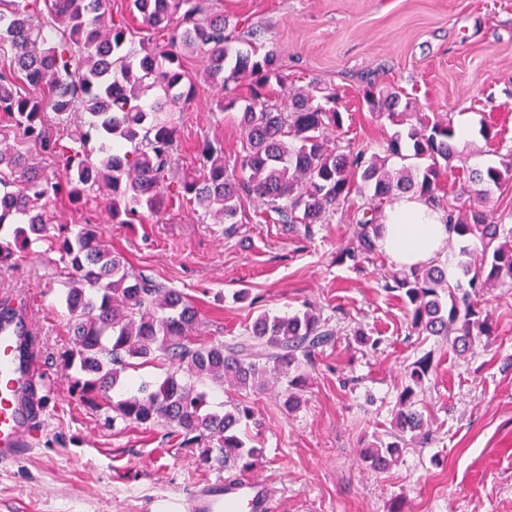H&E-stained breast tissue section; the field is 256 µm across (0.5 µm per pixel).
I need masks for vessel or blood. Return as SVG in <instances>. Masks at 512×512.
I'll list each match as a JSON object with an SVG mask.
<instances>
[{
  "label": "vessel or blood",
  "mask_w": 512,
  "mask_h": 512,
  "mask_svg": "<svg viewBox=\"0 0 512 512\" xmlns=\"http://www.w3.org/2000/svg\"><path fill=\"white\" fill-rule=\"evenodd\" d=\"M0 467L27 456L45 427L36 391L50 379L36 347L33 315L26 299L0 294ZM273 486L261 479L227 476L193 485L183 496L161 502L162 512H273Z\"/></svg>",
  "instance_id": "1"
}]
</instances>
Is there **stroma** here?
I'll return each instance as SVG.
<instances>
[{
	"label": "stroma",
	"instance_id": "obj_1",
	"mask_svg": "<svg viewBox=\"0 0 512 512\" xmlns=\"http://www.w3.org/2000/svg\"><path fill=\"white\" fill-rule=\"evenodd\" d=\"M206 8L246 19L237 36L254 33L277 54L285 84L273 96L321 88L336 93L342 129L333 145L382 152L388 139L419 121L468 119L458 150L470 168L512 161V0H205ZM401 92L409 116L399 123L370 112L368 84ZM222 91L199 85L180 104L177 176L197 170L202 140L233 165L244 138L235 112H222ZM499 135L482 137V123ZM327 223L223 225L199 219L192 203L170 206L141 223H113L99 199L74 209L57 203L61 223L92 225L138 273L192 299L201 313L194 340L243 335L260 313L311 308L334 331L313 364L302 404L286 413L284 382L261 390H216L214 400L248 402L260 422L265 456L251 470L270 480L281 512H512V288H491L477 303L492 333L466 354L414 333L403 304L381 284L392 268L386 255L353 266L339 253L355 242L353 210ZM60 254L49 238L31 240L15 268L0 272V292L30 296L38 355L52 381L40 445L15 466L0 469V512H154V501L223 476L197 452L173 445L165 426L134 427L71 394L60 354L71 346L70 316L61 302ZM248 289L256 304L239 300ZM377 339L357 343L358 332ZM431 354L434 371L418 396L432 437L405 450L382 473L365 468L360 451L387 438L408 366Z\"/></svg>",
	"mask_w": 512,
	"mask_h": 512
}]
</instances>
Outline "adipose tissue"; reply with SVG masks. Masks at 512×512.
<instances>
[{
    "mask_svg": "<svg viewBox=\"0 0 512 512\" xmlns=\"http://www.w3.org/2000/svg\"><path fill=\"white\" fill-rule=\"evenodd\" d=\"M449 237L440 212L425 198L409 194L387 206L379 245L396 267L410 268L437 258Z\"/></svg>",
    "mask_w": 512,
    "mask_h": 512,
    "instance_id": "1",
    "label": "adipose tissue"
}]
</instances>
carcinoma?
Returning <instances> with one entry per match:
<instances>
[{"label":"carcinoma","instance_id":"1","mask_svg":"<svg viewBox=\"0 0 512 512\" xmlns=\"http://www.w3.org/2000/svg\"><path fill=\"white\" fill-rule=\"evenodd\" d=\"M109 5L110 0H0V56L14 64L12 71L0 72V111L10 122L0 127V269L15 265L17 250L30 238L47 235L55 222L49 205L58 200L77 208L103 196L110 201L112 222L133 224L142 210L158 214L182 197L202 217L214 216L232 237L253 213L267 224H301L310 232L353 192L365 189L356 244L342 252L356 265L377 253L385 206L415 191L442 211L464 260L453 277L437 260L396 269L382 288L402 300L413 331L446 339L460 354L489 335L488 318L474 298L488 288H512V229L484 210L483 200L512 179V165L484 171L453 166L455 130L444 120L410 127L408 143L397 135L381 156L351 147L331 150L327 136L342 126V114L313 104L309 92L293 94L286 103L273 99L271 82L285 81L276 52L256 45L232 48L227 30L241 20L232 24L222 14H206L200 0H132L155 35V44L135 52L127 48L126 22L114 18ZM187 55L201 57L205 81L224 89L222 112L236 107L231 85L244 76L252 82L239 111L245 135L234 169L205 140L197 150L202 174L180 181L174 194L177 126L171 112L196 92L183 66ZM18 77L38 94L16 93ZM154 87L162 94L143 100ZM363 99L370 111L386 112L393 120L406 115L399 92L371 84ZM49 110L62 126L82 112L88 129L67 144L54 139L44 122ZM93 138L102 154L96 162L86 149ZM129 144L131 151L125 150ZM406 145L413 158L428 164L390 166L393 158L406 159ZM34 149L61 158L62 171L48 175L37 169ZM448 169L457 171L463 189L446 203L440 193ZM58 230L67 284L63 302L74 318L72 346L64 355L66 370L76 372L73 392L124 422L164 425L179 447L201 449L209 467L240 472L256 467L264 449L247 435L250 426L259 425L254 409L243 402L215 406L210 393L226 384L259 389L271 377H285L283 405L296 411L308 384L300 370L333 339L320 314L310 308L285 316L261 314L244 336L200 344L191 338L199 311L186 296L134 272L94 230ZM472 240L481 244L477 259L468 247ZM159 362L171 367L163 378L129 385L127 371ZM432 368L429 353L408 367L389 440L377 438L361 451L367 469L385 471L408 445L429 443V424L415 397Z\"/></svg>","mask_w":512,"mask_h":512}]
</instances>
